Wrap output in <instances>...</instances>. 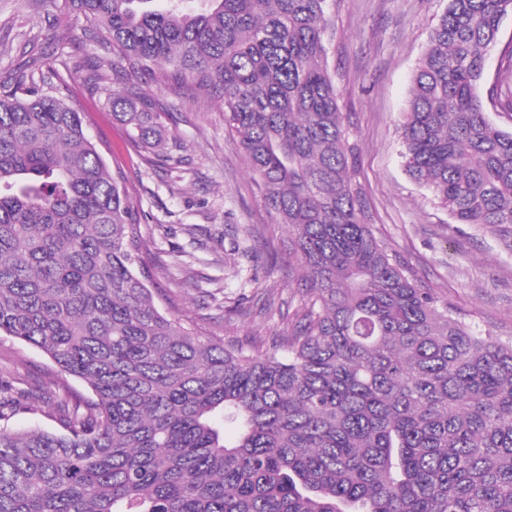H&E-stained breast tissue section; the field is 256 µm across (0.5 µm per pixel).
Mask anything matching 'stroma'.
Returning a JSON list of instances; mask_svg holds the SVG:
<instances>
[{"mask_svg":"<svg viewBox=\"0 0 512 512\" xmlns=\"http://www.w3.org/2000/svg\"><path fill=\"white\" fill-rule=\"evenodd\" d=\"M447 0H330L336 32L329 53L339 105L350 117V139L360 153L356 180L372 207L378 239L396 251L422 286L454 306L478 332L512 337V239L475 224H458L427 189L406 173L401 122L412 78ZM86 22L49 0H0V76L21 63L19 51H44L43 74L70 69L69 105L85 113L90 132L104 143L110 167L126 171L156 225L155 274L171 287L176 264L188 262L191 278L180 308L203 332L225 341L274 339L288 323L296 283L288 233L263 206L239 141L224 128V107L206 97L174 95L150 85L164 112L166 151L179 164L147 159L127 129L112 117L108 91L88 89L84 68L110 60L104 33L86 37ZM279 294L276 310L262 313L263 293ZM247 295L252 315L229 313ZM39 350L0 341V382L28 392L17 427L56 429L32 396L34 383L55 372Z\"/></svg>","mask_w":512,"mask_h":512,"instance_id":"1","label":"stroma"}]
</instances>
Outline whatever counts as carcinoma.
Returning a JSON list of instances; mask_svg holds the SVG:
<instances>
[{"label":"carcinoma","mask_w":512,"mask_h":512,"mask_svg":"<svg viewBox=\"0 0 512 512\" xmlns=\"http://www.w3.org/2000/svg\"><path fill=\"white\" fill-rule=\"evenodd\" d=\"M329 0H64L121 61L108 105L164 145L143 85L224 104L300 285L272 346L207 337L158 286L138 193L69 78L0 81V337L91 396L0 383V512H512V339L476 333L373 233L328 63ZM512 0H448L401 127L405 170L459 224L512 226V130L485 115ZM112 62L88 81L110 80ZM489 100L512 116V49ZM512 41V16L506 17L500 27L497 41L489 48L487 56V69L489 72L490 82L493 80L496 71L503 58L504 50L510 45ZM30 405L28 409L21 411L12 419V424L16 427H27L31 425H40L49 430L59 429V425L46 418L41 412L42 402L37 396H30Z\"/></svg>","instance_id":"1"}]
</instances>
